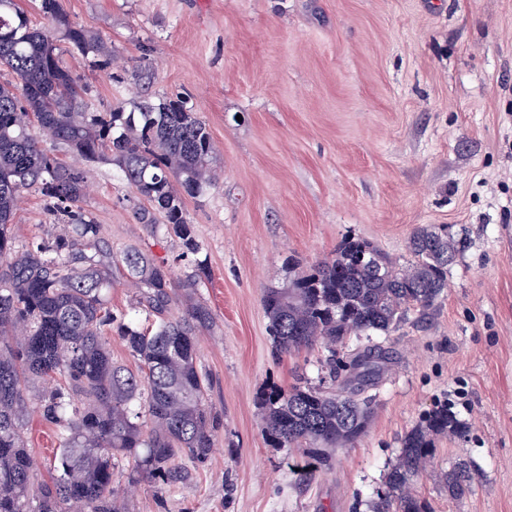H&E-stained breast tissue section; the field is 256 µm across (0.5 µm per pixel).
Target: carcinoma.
<instances>
[{"label":"carcinoma","instance_id":"cac0c4a2","mask_svg":"<svg viewBox=\"0 0 512 512\" xmlns=\"http://www.w3.org/2000/svg\"><path fill=\"white\" fill-rule=\"evenodd\" d=\"M44 23H31L18 0H0V512H124L112 487L119 457L132 462L130 481L186 482L173 466L179 456L202 462L215 446L218 416L207 405L209 379L197 368V332L212 322L196 299L206 268L175 280L171 270L136 251L122 262L138 281V304L156 320L117 325L137 370L112 361L108 335L115 318L111 282L101 264L100 229L83 208L84 174L62 162V147L88 162L112 161L148 206L143 224H164L195 252L185 197L216 184V148L206 124L180 99L145 97L133 109L92 112L81 78L60 62L63 52L92 61L112 57V45L76 25L62 0H39ZM40 187L72 235L52 248L15 246L9 232L24 190ZM411 259L399 265L360 240L281 288L263 305L278 355L321 346L336 353L348 340L387 335L410 314L425 320L448 288V266L461 252L446 224L416 229ZM173 305L181 314L165 316ZM386 351L350 353V373L331 369L336 388L308 383L261 391L262 432L279 448H297L303 470L327 461L331 449L353 448L368 432L370 400ZM41 383L37 394L29 388ZM57 432L56 475L34 482L24 441L29 403ZM465 425L446 404L427 411L401 440L385 474L386 492L369 512H433L412 490L435 457L440 437L461 436ZM475 474L460 460L442 476L448 497L472 490Z\"/></svg>","mask_w":512,"mask_h":512}]
</instances>
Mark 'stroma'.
I'll list each match as a JSON object with an SVG mask.
<instances>
[{
	"instance_id": "stroma-1",
	"label": "stroma",
	"mask_w": 512,
	"mask_h": 512,
	"mask_svg": "<svg viewBox=\"0 0 512 512\" xmlns=\"http://www.w3.org/2000/svg\"><path fill=\"white\" fill-rule=\"evenodd\" d=\"M73 22L112 43L97 68L63 53L94 111L131 108L137 93L186 99L213 138L218 185L185 201L199 245L140 223V205L111 161L72 159L111 257L116 315L138 290L119 254L138 250L177 278L205 264L200 298L212 324L197 364L222 426L183 484H112L128 512H368L400 441L448 402L467 431L436 441L415 483L434 512H512V0H63ZM451 225L463 247L430 319L379 337L389 352L371 387L374 413L355 447L313 475L293 448L271 445L257 397L276 385L330 386L316 347L275 355L265 289L310 272L346 240L397 263L413 231ZM69 227L38 188L15 212L16 246L54 244ZM37 480L49 479L53 429L29 411ZM468 461L478 477L449 499L441 476Z\"/></svg>"
}]
</instances>
